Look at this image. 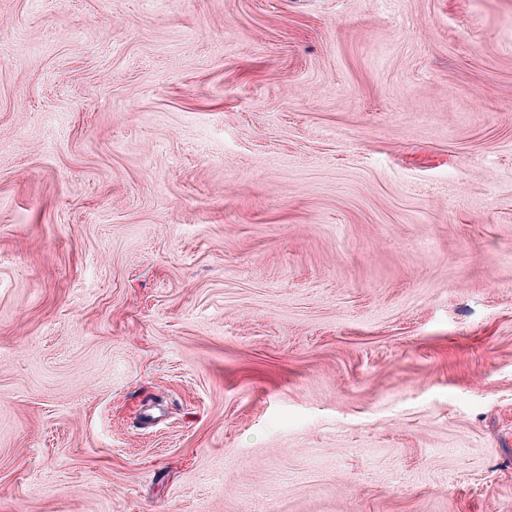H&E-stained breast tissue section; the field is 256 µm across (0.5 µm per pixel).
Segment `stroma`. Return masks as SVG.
Listing matches in <instances>:
<instances>
[{"mask_svg": "<svg viewBox=\"0 0 512 512\" xmlns=\"http://www.w3.org/2000/svg\"><path fill=\"white\" fill-rule=\"evenodd\" d=\"M0 512H512V0H0Z\"/></svg>", "mask_w": 512, "mask_h": 512, "instance_id": "stroma-1", "label": "stroma"}]
</instances>
